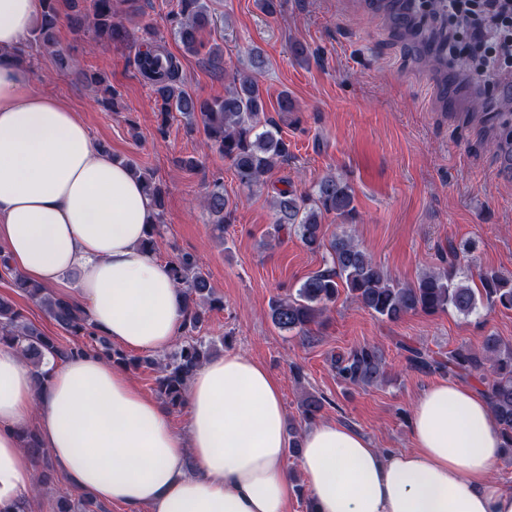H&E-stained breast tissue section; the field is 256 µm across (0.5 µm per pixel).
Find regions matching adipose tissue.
<instances>
[{
  "mask_svg": "<svg viewBox=\"0 0 512 512\" xmlns=\"http://www.w3.org/2000/svg\"><path fill=\"white\" fill-rule=\"evenodd\" d=\"M41 0H0V241L39 284L76 275V300L105 336L161 353L185 305L168 263L141 246L155 210L141 183L97 146L66 104L36 89L15 57ZM37 383L0 347V512H33L34 426L79 492L128 512H287L295 492L278 381L235 352L188 383L189 423L96 355L47 366ZM413 446L384 452L337 422L308 428L301 468L316 512H512V483L492 478L503 440L487 400L443 380L414 401Z\"/></svg>",
  "mask_w": 512,
  "mask_h": 512,
  "instance_id": "1",
  "label": "adipose tissue"
}]
</instances>
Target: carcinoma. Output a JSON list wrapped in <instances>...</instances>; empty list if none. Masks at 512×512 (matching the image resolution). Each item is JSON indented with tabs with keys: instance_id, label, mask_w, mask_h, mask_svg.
Segmentation results:
<instances>
[{
	"instance_id": "cac0c4a2",
	"label": "carcinoma",
	"mask_w": 512,
	"mask_h": 512,
	"mask_svg": "<svg viewBox=\"0 0 512 512\" xmlns=\"http://www.w3.org/2000/svg\"><path fill=\"white\" fill-rule=\"evenodd\" d=\"M139 0H43V10L33 30V40L54 44L56 31L65 23L76 34H89L95 42L126 45L133 36L124 24L139 14ZM177 10L171 17L170 34L184 51L197 54L204 47L201 35L211 29L215 20L208 0H176ZM145 49L137 50L136 69L162 101V124L170 113L177 112L189 130L203 126L208 147L231 162L239 184L248 189L261 186L281 163L288 160V141L280 127L268 117L266 100L257 80L249 74H234L232 86L224 96L200 99L188 91L180 63L158 40L154 32L142 28ZM151 196L155 206V223L150 225L145 246L154 250L163 224L162 187L153 175L134 172ZM203 207L213 223L224 230L231 223L232 210L224 195V182L216 179L208 187ZM275 232L296 235L309 249L327 253L326 267L313 273L285 297L277 296L269 305V316L279 330L308 338L311 326L321 323L329 304L336 301L340 289L351 299L370 310L379 319L395 322L410 313L436 314L452 311L468 317L479 307L512 310V275L486 270L479 273L481 287L473 288L458 273L459 254L451 252L448 266L423 274L415 284L403 286L392 280L344 232L325 239L322 218L334 213L344 220L356 215L355 197L348 182L332 175L322 178L306 195L292 189H280L272 202ZM173 280L186 304L182 339L176 349L163 360L132 356L112 347L94 329L87 311L70 297H56L48 288L28 281L11 267L7 256L0 255V279H7L30 300L40 304L56 325L70 336L82 337V345L63 349L58 339L44 333L27 321L21 309L10 298L0 296V345L16 348L35 369L38 382L46 379L41 365L48 359L65 360L71 356L95 353L119 366L141 364L158 368L155 392L168 411L179 410L185 401L189 378L212 356L215 344L201 336L207 309L219 301L213 298L208 275L190 254L171 261ZM410 368L425 374H443L450 378L473 380L483 386L505 443L512 451V346L494 335L484 338L478 349L457 348L448 359L405 343ZM336 378L347 387L367 389L382 385L387 370L382 350L365 343L349 351L331 356ZM325 399L313 393L299 405L302 421L313 423L324 408ZM22 447L38 461L41 470L36 486L45 487L55 481V470L47 449L41 446L31 429L20 432ZM53 512H102L95 501L85 495L73 498L61 495Z\"/></svg>"
}]
</instances>
